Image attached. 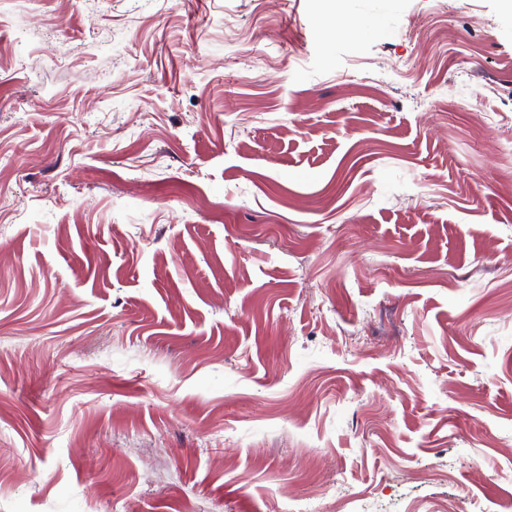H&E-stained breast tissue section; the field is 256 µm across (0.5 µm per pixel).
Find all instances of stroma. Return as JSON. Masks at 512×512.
<instances>
[{"label": "stroma", "instance_id": "stroma-1", "mask_svg": "<svg viewBox=\"0 0 512 512\" xmlns=\"http://www.w3.org/2000/svg\"><path fill=\"white\" fill-rule=\"evenodd\" d=\"M331 8L0 0V512H503L512 16Z\"/></svg>", "mask_w": 512, "mask_h": 512}]
</instances>
